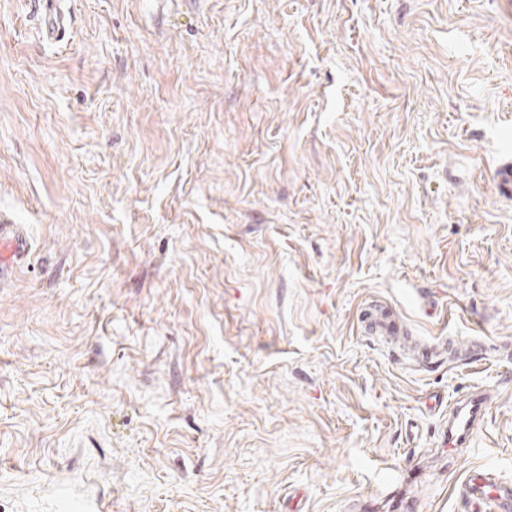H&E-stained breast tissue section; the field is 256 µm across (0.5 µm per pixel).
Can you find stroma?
Listing matches in <instances>:
<instances>
[{
  "mask_svg": "<svg viewBox=\"0 0 512 512\" xmlns=\"http://www.w3.org/2000/svg\"><path fill=\"white\" fill-rule=\"evenodd\" d=\"M0 0V512H469L512 479V0ZM390 304L419 365L364 334ZM488 409L443 448V403ZM56 0H40L42 6L40 17L46 36L51 40L61 41L66 35L68 23L66 16L57 6ZM5 216L0 225V281L8 276L16 265L31 252L30 240L15 230V224ZM463 493L473 501H498L505 512L512 508V485L500 482L491 468L482 470L477 476L469 477L463 484Z\"/></svg>",
  "mask_w": 512,
  "mask_h": 512,
  "instance_id": "35a3bbf8",
  "label": "stroma"
}]
</instances>
